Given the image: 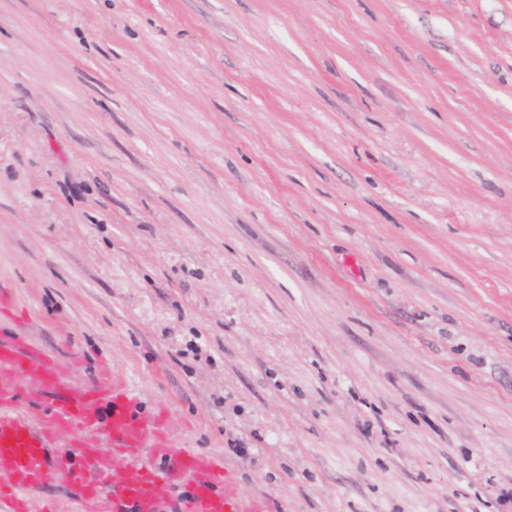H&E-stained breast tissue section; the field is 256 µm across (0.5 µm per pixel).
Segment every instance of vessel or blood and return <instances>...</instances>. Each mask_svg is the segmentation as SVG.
Here are the masks:
<instances>
[{"instance_id":"b4317fda","label":"vessel or blood","mask_w":512,"mask_h":512,"mask_svg":"<svg viewBox=\"0 0 512 512\" xmlns=\"http://www.w3.org/2000/svg\"><path fill=\"white\" fill-rule=\"evenodd\" d=\"M57 356L0 328V503L33 512L35 491L73 488L75 512H275L242 496L216 453L174 449L168 410L149 411L103 367L97 384L71 390ZM65 439L71 453L51 450ZM126 470L124 481L113 478Z\"/></svg>"}]
</instances>
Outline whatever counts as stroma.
<instances>
[{
    "label": "stroma",
    "instance_id": "obj_1",
    "mask_svg": "<svg viewBox=\"0 0 512 512\" xmlns=\"http://www.w3.org/2000/svg\"><path fill=\"white\" fill-rule=\"evenodd\" d=\"M0 284L276 512H512V0H0Z\"/></svg>",
    "mask_w": 512,
    "mask_h": 512
}]
</instances>
